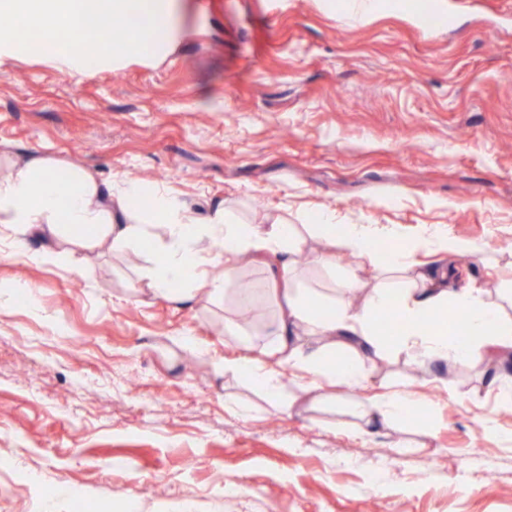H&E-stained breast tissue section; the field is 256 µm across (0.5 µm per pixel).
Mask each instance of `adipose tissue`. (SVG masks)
Instances as JSON below:
<instances>
[{
  "label": "adipose tissue",
  "mask_w": 512,
  "mask_h": 512,
  "mask_svg": "<svg viewBox=\"0 0 512 512\" xmlns=\"http://www.w3.org/2000/svg\"><path fill=\"white\" fill-rule=\"evenodd\" d=\"M58 173V165L47 157L14 168L0 181V224L7 226L18 243L33 233L47 232L74 237L87 250L108 243L116 252L151 240L155 226H163L161 262L144 273L154 297L170 299L174 284H195L199 266L211 257L222 261L223 272L208 282V292L220 296L237 281L242 256H280V263L269 269L268 280L274 286L286 285L287 307L275 319L274 334L278 350L286 353L305 393H316L325 378L348 386L359 384L364 377L363 355L387 344L418 360L451 365L484 363L491 352H512L511 288L501 290L492 300L477 283L448 291L452 273L448 266L415 270L414 251L454 254L465 250V243L447 234L425 233L383 254L366 225H337L330 211L302 228L241 224L219 207L199 224L173 194L133 185L115 184L106 189L81 169L69 172L66 189L60 193L56 190ZM309 236L331 241L360 260L380 266V281L363 287L351 271L323 299L316 289L299 286L294 255ZM358 294L363 297L359 303L354 300ZM451 305L465 315L454 333L439 327ZM393 310L401 317V329L388 338L382 318ZM224 370L246 377L270 399H279L281 382L274 369L242 356L225 362ZM410 407L407 396L396 390L353 405L359 415L385 422L402 419Z\"/></svg>",
  "instance_id": "adipose-tissue-1"
}]
</instances>
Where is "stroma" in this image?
I'll return each mask as SVG.
<instances>
[{
	"label": "stroma",
	"mask_w": 512,
	"mask_h": 512,
	"mask_svg": "<svg viewBox=\"0 0 512 512\" xmlns=\"http://www.w3.org/2000/svg\"><path fill=\"white\" fill-rule=\"evenodd\" d=\"M411 2L359 21L343 0H184L159 59L92 76L2 53L0 179L40 155L169 191L199 222L332 209L386 248L439 230L474 253L417 267L453 265L452 290L512 282V0H429L439 29ZM152 260L0 231V512H512V370L384 347L363 393L414 406L370 427L348 388L292 382L264 258L241 261L249 318L233 285L153 298ZM241 356L280 372L279 400L225 372Z\"/></svg>",
	"instance_id": "stroma-1"
}]
</instances>
